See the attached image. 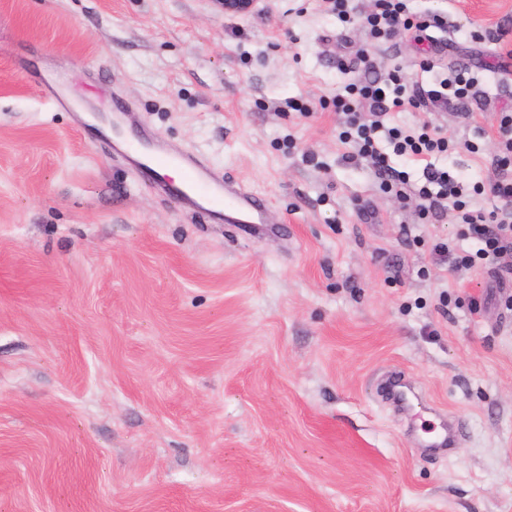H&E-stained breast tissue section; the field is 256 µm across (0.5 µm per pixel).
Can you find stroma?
<instances>
[{"label":"stroma","instance_id":"obj_1","mask_svg":"<svg viewBox=\"0 0 512 512\" xmlns=\"http://www.w3.org/2000/svg\"><path fill=\"white\" fill-rule=\"evenodd\" d=\"M426 31L370 37L373 0H0V512H512V273L432 254L423 217L348 160L333 101L400 71L474 70L476 121L431 120L471 208L512 110V0H406ZM500 29V41L478 31ZM141 126L267 199L276 233L156 192L41 91ZM473 142L474 151L463 149ZM452 453L426 448L439 414ZM224 16H241L259 11L263 0H213Z\"/></svg>","mask_w":512,"mask_h":512}]
</instances>
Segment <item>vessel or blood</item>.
<instances>
[{
	"instance_id": "1",
	"label": "vessel or blood",
	"mask_w": 512,
	"mask_h": 512,
	"mask_svg": "<svg viewBox=\"0 0 512 512\" xmlns=\"http://www.w3.org/2000/svg\"><path fill=\"white\" fill-rule=\"evenodd\" d=\"M116 145L125 159L149 172L157 174L176 169L178 180L159 181L156 190L173 198L184 210L203 212L214 221L227 224L267 226L274 222L261 199L224 179L201 159L156 143L147 132H140L131 139L118 138ZM458 436L455 421L448 418L434 427L429 444L434 448H450Z\"/></svg>"
}]
</instances>
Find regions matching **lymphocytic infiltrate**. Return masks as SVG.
Instances as JSON below:
<instances>
[{"label":"lymphocytic infiltrate","instance_id":"f902f5d3","mask_svg":"<svg viewBox=\"0 0 512 512\" xmlns=\"http://www.w3.org/2000/svg\"><path fill=\"white\" fill-rule=\"evenodd\" d=\"M367 24L377 39L391 37L398 28L412 26L404 0H374ZM476 83L466 66L454 68L438 88L430 90L417 86L406 88L400 75L391 73L384 78L374 76L365 80L357 100L340 96L335 104L347 118L349 130L344 138L354 148L353 159L365 161L381 187L401 198L407 195V173L391 165V155L422 163L423 183L416 191L418 211L435 218L451 210L458 211L462 222L469 225L482 243V255L512 258V113H502L498 119V152L492 159L493 175L488 181L489 193L498 205L488 212L470 209L463 198V185L433 163V156L454 148L438 127L425 121L415 133L405 135L385 125L390 114L407 105L422 109L437 103L454 108L468 106ZM383 137L392 145V152L380 148L378 141Z\"/></svg>","mask_w":512,"mask_h":512}]
</instances>
